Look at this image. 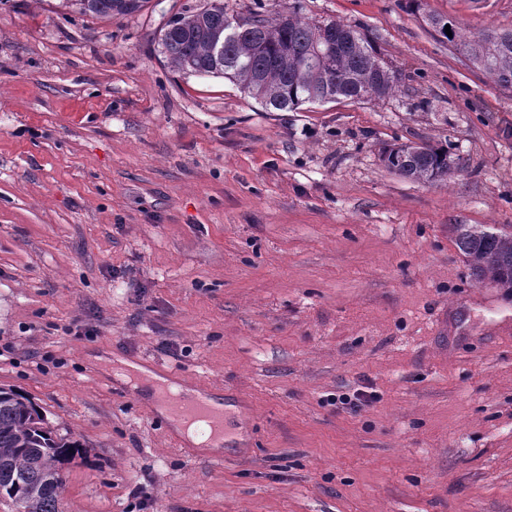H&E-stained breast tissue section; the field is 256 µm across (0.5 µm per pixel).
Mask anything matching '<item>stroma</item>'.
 <instances>
[{"label": "stroma", "mask_w": 512, "mask_h": 512, "mask_svg": "<svg viewBox=\"0 0 512 512\" xmlns=\"http://www.w3.org/2000/svg\"><path fill=\"white\" fill-rule=\"evenodd\" d=\"M206 3L0 0V386L87 451L62 512H512V294L453 232L512 225V89L424 20L512 28V0H263L402 77L288 112L169 65ZM401 143L457 164L404 178ZM118 359L230 404L243 446L188 452ZM79 10L82 14H91L97 17L127 16L141 10L142 0H78ZM380 157L387 169L422 183H433L447 177L454 164L448 150L430 144H421L414 151L393 145L385 148Z\"/></svg>", "instance_id": "35a3bbf8"}]
</instances>
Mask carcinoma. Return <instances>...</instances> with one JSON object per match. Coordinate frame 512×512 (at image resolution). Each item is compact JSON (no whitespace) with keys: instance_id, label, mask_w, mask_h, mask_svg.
I'll return each mask as SVG.
<instances>
[{"instance_id":"cac0c4a2","label":"carcinoma","mask_w":512,"mask_h":512,"mask_svg":"<svg viewBox=\"0 0 512 512\" xmlns=\"http://www.w3.org/2000/svg\"><path fill=\"white\" fill-rule=\"evenodd\" d=\"M83 14L127 16L143 7V0H77ZM452 37H442L461 50L472 65L487 72L504 89L512 88V29L497 37L459 38L453 21ZM320 24L288 16L265 14L256 0L251 17L237 25L224 10L223 0L196 11L174 15L161 30V46L168 63L179 71L224 76L236 82L267 110L295 111L304 104L338 99H384L395 93L401 77L388 81V62L358 31L342 38L340 47L316 54ZM383 165L405 177L433 183L448 176L454 159L448 150L423 144L414 151L399 145L384 149ZM455 243L470 276L512 293V232L493 231L483 224L454 225ZM86 454L80 444L54 434L43 414L27 397L0 387V499L24 512H59L65 466Z\"/></svg>"}]
</instances>
